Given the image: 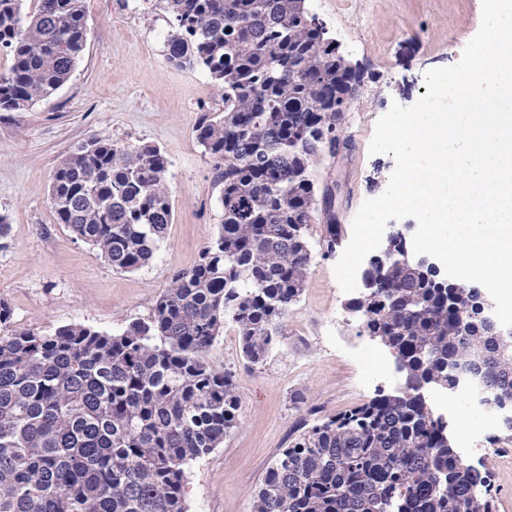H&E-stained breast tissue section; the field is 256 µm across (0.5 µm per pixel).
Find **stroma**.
Returning a JSON list of instances; mask_svg holds the SVG:
<instances>
[{"label": "stroma", "instance_id": "1", "mask_svg": "<svg viewBox=\"0 0 512 512\" xmlns=\"http://www.w3.org/2000/svg\"><path fill=\"white\" fill-rule=\"evenodd\" d=\"M87 41L72 76L50 100L26 112H0V299L12 325L50 331L82 324L115 333L151 316L172 274L192 267L222 220L214 170L193 127L224 103L205 74L165 56L167 15L151 0H87ZM341 52L367 75L345 117L350 152L327 164L339 185L334 207L351 228L365 200L378 197L395 167L369 154L377 120L392 104L414 105L428 70L456 64L481 24V0H309ZM153 143L170 161L174 221L153 261L117 272L58 224L49 203L54 169L88 136ZM338 254L315 255L306 287L285 320L288 348L263 365L244 359L233 325L214 341L209 364L232 374L240 422L221 447L195 461L188 512H250L254 490L292 434L313 422L400 391L395 357L363 331L334 275ZM372 354L373 375L357 360ZM470 465L489 472L498 512H512V431L497 425Z\"/></svg>", "mask_w": 512, "mask_h": 512}]
</instances>
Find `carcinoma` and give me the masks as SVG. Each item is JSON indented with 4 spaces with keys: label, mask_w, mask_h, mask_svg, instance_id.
Wrapping results in <instances>:
<instances>
[{
    "label": "carcinoma",
    "mask_w": 512,
    "mask_h": 512,
    "mask_svg": "<svg viewBox=\"0 0 512 512\" xmlns=\"http://www.w3.org/2000/svg\"><path fill=\"white\" fill-rule=\"evenodd\" d=\"M167 59L200 70L224 100L193 133L213 162L221 224L173 274L148 321L110 334L81 324L0 334V512H187L189 465L238 425L232 375L206 360L224 324L254 365L288 345L284 321L314 258L316 172L336 113L360 94L308 0H158ZM86 0H0V112H26L70 79ZM169 161L150 143L92 136L56 168L57 221L112 269L148 264L173 223ZM340 225L324 221L325 254ZM352 299L410 384L303 424L271 462L251 512H496L490 476L456 451L423 390H455L451 367L482 371L512 400V338L478 319L470 283L414 265L379 267Z\"/></svg>",
    "instance_id": "carcinoma-1"
}]
</instances>
